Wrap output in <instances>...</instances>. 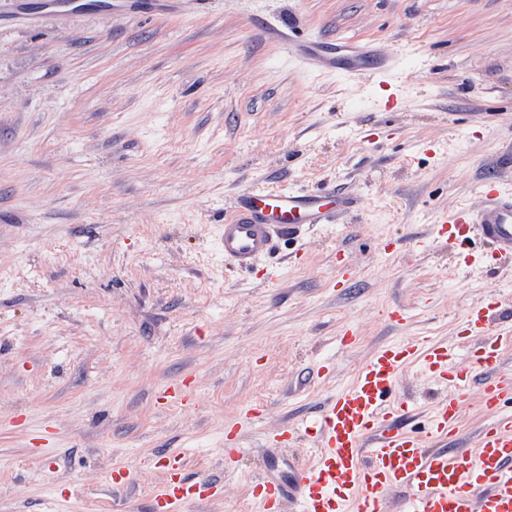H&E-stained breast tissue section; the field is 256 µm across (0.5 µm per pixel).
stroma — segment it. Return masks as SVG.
Returning a JSON list of instances; mask_svg holds the SVG:
<instances>
[{"label":"stroma","mask_w":512,"mask_h":512,"mask_svg":"<svg viewBox=\"0 0 512 512\" xmlns=\"http://www.w3.org/2000/svg\"><path fill=\"white\" fill-rule=\"evenodd\" d=\"M19 1L43 5L0 0V512H148L167 453L218 486L186 512H254L266 433L318 412L373 347L458 342L493 292L512 323V260L458 271L428 240L512 173V0H139L63 28L7 23ZM269 22L405 52V109L370 78L304 70ZM271 186L358 207L278 239L271 271L226 266L225 204ZM394 232L419 247L381 252ZM182 377L191 402L158 405ZM251 403L264 414L225 470L224 428Z\"/></svg>","instance_id":"obj_1"}]
</instances>
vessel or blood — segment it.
Returning a JSON list of instances; mask_svg holds the SVG:
<instances>
[{"instance_id": "vessel-or-blood-1", "label": "vessel or blood", "mask_w": 512, "mask_h": 512, "mask_svg": "<svg viewBox=\"0 0 512 512\" xmlns=\"http://www.w3.org/2000/svg\"><path fill=\"white\" fill-rule=\"evenodd\" d=\"M275 36L289 57L309 70L350 76L371 71L378 87L388 91V107L401 106L402 55L360 40L337 47L313 38L299 41L287 26ZM354 204L351 194L333 189L244 191L224 210V259L237 270L255 272L273 255L277 239H296L315 226L335 223ZM473 235L486 244V251L467 250ZM432 242L447 249L453 266L512 259V178L485 179L478 202L457 208L436 224ZM503 305L501 297L488 295L467 312L465 333L471 349L466 362H457L452 348L441 341L379 345L353 382L330 396L314 420L270 431L269 451L304 438L315 448L316 460L290 467L284 478L263 470L249 487L257 512H279L288 500L298 512H391L398 491L404 493L409 512H512V410L503 409L512 403V372L503 367V355L512 348V326L493 323ZM414 364L438 386L454 389L432 411L427 429L417 433L404 428L409 409L396 397L404 371ZM478 375L484 378L480 402L489 421L477 434L474 451L451 449L449 441L461 432L463 405ZM190 398L191 389L183 380L165 384L158 392L164 405ZM263 413V406L248 405L242 421L227 428L226 465H234L244 453L243 427ZM164 468L165 476L151 495L150 512H183L187 504L215 497V483L188 474L180 458L166 457Z\"/></svg>"}]
</instances>
